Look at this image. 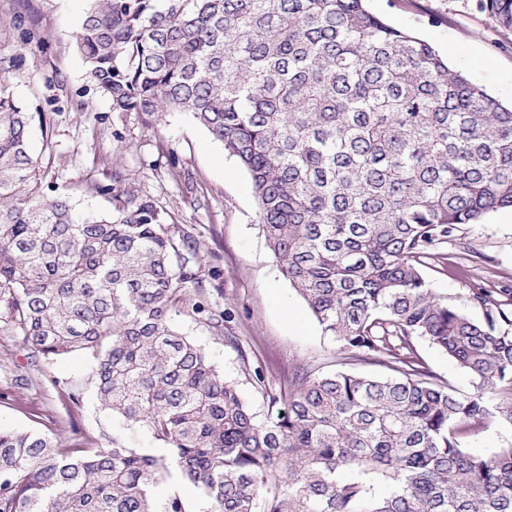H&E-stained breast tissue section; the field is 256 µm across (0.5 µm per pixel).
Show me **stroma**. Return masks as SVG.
Returning <instances> with one entry per match:
<instances>
[{
  "instance_id": "stroma-1",
  "label": "stroma",
  "mask_w": 512,
  "mask_h": 512,
  "mask_svg": "<svg viewBox=\"0 0 512 512\" xmlns=\"http://www.w3.org/2000/svg\"><path fill=\"white\" fill-rule=\"evenodd\" d=\"M371 10L399 28L415 31L440 53L463 49L480 64L475 77L489 94L512 81V29L500 26L476 0H369ZM89 0H0V74L31 115L28 151L40 180L69 195L76 211H111L100 192L122 177L140 198L152 201L191 229L207 268L208 297L228 314L223 331L179 318L180 333L201 345L225 379L233 382L258 419L269 410L267 390H278L295 369H347L387 375L385 367L346 358L283 276L258 221L250 178L209 132L185 112L162 122L136 112L112 111L86 74L74 47ZM33 40H25L24 31ZM177 162L180 180L168 172ZM445 267L427 270L434 292L473 319L483 310L476 288H493L512 315V213L498 210L480 224L459 225L444 247ZM416 351L439 379L465 395L471 376L425 339ZM91 357L77 351L51 361L36 358L5 320L0 303V425L54 434L63 443L78 433L146 450L155 442L138 425L112 417L98 403L89 379ZM73 385L68 404L51 379ZM464 447L490 455L512 445V423L495 417L468 433Z\"/></svg>"
}]
</instances>
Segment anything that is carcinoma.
<instances>
[{"label": "carcinoma", "mask_w": 512, "mask_h": 512, "mask_svg": "<svg viewBox=\"0 0 512 512\" xmlns=\"http://www.w3.org/2000/svg\"><path fill=\"white\" fill-rule=\"evenodd\" d=\"M75 49L114 112H187L248 173L266 243L323 333L390 377L296 373L263 421L180 316L224 331L191 230L114 181L74 212L37 177L0 78V298L46 360L91 355L103 409L170 458L0 427V512H193L157 504L169 465L208 512H512V445L463 435L512 396L492 291L475 320L424 269L460 224L512 206V109L367 0H90ZM512 28V0H478ZM424 338L473 379L420 361ZM415 346L421 361L436 377L449 381L462 394L469 395L476 391L471 376L427 340L419 338Z\"/></svg>", "instance_id": "1"}]
</instances>
